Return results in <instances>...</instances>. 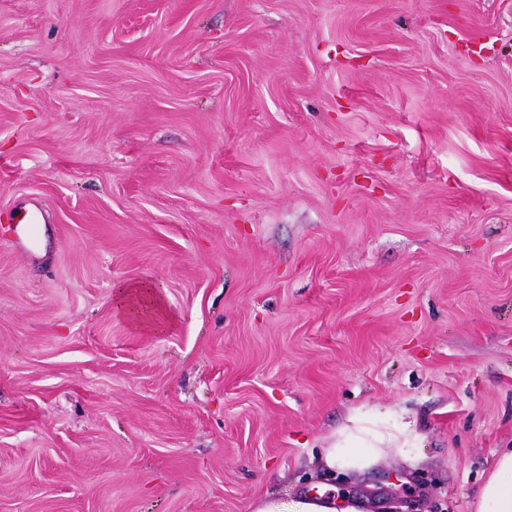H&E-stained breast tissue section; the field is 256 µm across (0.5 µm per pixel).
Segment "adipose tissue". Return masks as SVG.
Listing matches in <instances>:
<instances>
[{
    "label": "adipose tissue",
    "mask_w": 512,
    "mask_h": 512,
    "mask_svg": "<svg viewBox=\"0 0 512 512\" xmlns=\"http://www.w3.org/2000/svg\"><path fill=\"white\" fill-rule=\"evenodd\" d=\"M114 301L117 310L136 328L153 334L163 330L162 301L149 283L118 285ZM409 434L405 424L394 433L385 426L368 428L361 420H354L352 426L338 432L331 447L323 449L320 467L334 475H361L394 450L408 468H417L420 457L399 443L400 437ZM372 509L371 501L366 498L338 496L321 488L292 494L271 490L254 499L249 512H372ZM475 509L476 512H512V448L499 452L493 470L478 491Z\"/></svg>",
    "instance_id": "obj_1"
}]
</instances>
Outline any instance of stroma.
<instances>
[{
	"mask_svg": "<svg viewBox=\"0 0 512 512\" xmlns=\"http://www.w3.org/2000/svg\"><path fill=\"white\" fill-rule=\"evenodd\" d=\"M356 412L411 512L512 448V0H0V512H249ZM41 216V211L38 208L23 209V214L17 222V224H23V227L20 229H18V225L14 228L9 227L8 231H13L15 235L14 244L20 250H30V247L35 243V224L41 223ZM149 284L140 282L118 285L113 298L117 310L125 315L132 325L156 335L164 328L161 315L162 301L157 291ZM146 306L148 310L145 309Z\"/></svg>",
	"mask_w": 512,
	"mask_h": 512,
	"instance_id": "1",
	"label": "stroma"
}]
</instances>
